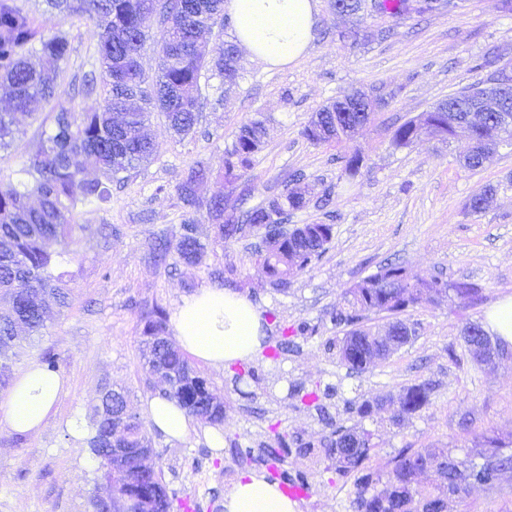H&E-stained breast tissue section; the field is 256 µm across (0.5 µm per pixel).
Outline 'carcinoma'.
<instances>
[{"instance_id": "carcinoma-1", "label": "carcinoma", "mask_w": 512, "mask_h": 512, "mask_svg": "<svg viewBox=\"0 0 512 512\" xmlns=\"http://www.w3.org/2000/svg\"><path fill=\"white\" fill-rule=\"evenodd\" d=\"M47 6L63 16L88 15L98 21L97 54L99 69L82 76L78 92L100 94L102 107L93 112H73L61 108L55 112L50 131L44 133L36 149L19 170L15 183L0 184V388L10 383V365L16 356L18 330L37 333L44 326L45 297H54L61 307L70 305V289L65 273L55 266L76 256L73 212L80 205H102L112 197V184L125 183L126 173L148 163L153 156V143L141 130L151 116L161 114L169 128L184 138L194 132L199 119L202 72L211 68L232 84L240 77L232 46L205 48L199 42L203 30L224 17V0H46ZM375 7L385 14H410L409 0H376ZM158 14L167 25L166 36L159 49L157 79L143 71L133 39L143 35L145 20ZM70 42L63 34L46 36L25 14L15 0H0V86L8 91L13 111L0 112V148H7L15 138L16 113L26 112L36 101L55 99L61 78L69 63ZM48 57L52 69L40 67L33 58ZM343 103L336 100L314 112L303 130L313 144L350 140L370 120L367 112L353 111L340 117ZM451 116L440 112H423L398 126L392 143L406 148L414 143V131L421 125L432 127L437 139L454 138L449 125ZM267 119L255 117L244 123L231 147L224 151L222 169L225 176L238 178L250 170L265 145ZM88 168L101 171L106 181L88 179ZM206 169L200 165L189 169L179 186L180 199L191 210L200 207L196 184ZM305 195L290 190L246 211L240 219H224V200H214L208 209L215 225V242L227 244L243 231L254 228L263 235L262 226L275 223V218L306 206ZM334 236V225L303 224L293 233L277 241H261L254 252L258 265L276 289L288 287L291 280L310 269L327 250ZM60 247L49 251L50 244ZM206 246L199 238L197 221L187 218L176 243L161 241L155 247V258L164 263L175 255L186 264H198ZM480 288L472 283L446 281L439 277L411 276L404 266L388 262L379 270L344 290L338 305L326 311L324 318L344 328L343 336L325 341V347L336 351L338 363L351 372L362 373L375 360L390 354H379L378 335L364 324L368 314L387 313L394 316L390 326L398 336H418L417 324L398 318V314L423 304H437L455 297L473 302ZM145 336L142 367L168 383L166 394L175 399L187 414L213 425L224 423V402L214 393L207 380L190 360L168 340L167 317L159 306L140 312ZM470 326L483 336L476 347L467 346L479 365L493 360L500 345L493 342L482 323ZM317 328L306 323L293 334L282 329V339L270 348V357L284 352L296 335L315 334ZM434 385L429 380L411 384L399 393L398 408L391 416L392 424L420 412L430 403ZM390 397L349 402L345 412L361 418L372 416ZM128 407L125 391L104 388L101 404L93 419L88 445L98 460L99 473L92 500L94 512H114L117 504L138 490H157L159 509L171 508L162 473L144 461L125 473L112 471V435H121L131 448H148L151 440L143 419L129 415L123 428L112 431V410ZM331 428L327 439L306 441L298 435L277 433L274 442L264 448L265 456L282 462L291 451L311 457L315 463L327 461L336 473L344 476L358 473L355 512H447L448 499L464 492L470 485L492 486L500 473L512 469V455L497 436L485 438V450L460 460L443 448H400L390 461V468L377 477L368 471L367 462L373 448L372 434L367 430L348 428L331 417L325 418ZM484 458L496 460L492 467ZM436 468L441 482L432 489L422 487L417 477ZM381 485L373 492L369 487Z\"/></svg>"}]
</instances>
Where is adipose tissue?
Wrapping results in <instances>:
<instances>
[{
    "label": "adipose tissue",
    "mask_w": 512,
    "mask_h": 512,
    "mask_svg": "<svg viewBox=\"0 0 512 512\" xmlns=\"http://www.w3.org/2000/svg\"><path fill=\"white\" fill-rule=\"evenodd\" d=\"M238 43L252 58L279 65L294 62L308 48L319 21V0H229ZM182 349L215 369L228 368L260 348L265 337L261 307L227 288H203L185 297L174 317ZM64 391L58 375L27 367L0 412L15 431L34 433ZM152 425L180 441L196 422L171 398L148 402ZM224 512H299V504L277 484L258 476L239 480L224 497Z\"/></svg>",
    "instance_id": "ef3b65f1"
}]
</instances>
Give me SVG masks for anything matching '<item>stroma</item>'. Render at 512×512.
<instances>
[{"label":"stroma","instance_id":"stroma-1","mask_svg":"<svg viewBox=\"0 0 512 512\" xmlns=\"http://www.w3.org/2000/svg\"><path fill=\"white\" fill-rule=\"evenodd\" d=\"M16 3L44 34L68 35L71 73L97 68L95 21L51 13L45 0ZM321 4L303 56L272 67L240 54L241 76L229 89L216 72L204 73L195 134L178 138L163 116L153 115L144 129L154 145L152 161L113 187L110 203L77 208V256L62 266L70 304L62 308L47 299L46 329L21 339L12 366L13 374H20L37 362L40 351L49 350L58 358L66 390L38 432L15 431L0 416V512H93L96 462L86 438L103 388H126L131 409L143 416L148 399L164 387L142 369L140 310L156 304L174 314L185 296L223 287L224 270L231 266L240 271L239 292L264 311L268 345L279 341L283 328L303 322L318 331L296 336L293 349L276 360L261 354L227 371L196 362L224 403L225 445L210 448L200 430L171 441L150 429L171 512H181L186 499L196 503L197 512H220L225 492L242 474L269 479L281 469L307 477L301 512H353V479L337 478L295 453L278 468L262 453L278 431L315 440L329 433L315 407L289 396L293 383L333 388L324 405L344 426L372 432L369 466L378 474L405 446L444 448L462 459L480 451L487 434L512 440V344H505L506 354L495 365L477 370L461 338L466 323L485 321L489 308L512 295V146L470 170L461 164L467 141L443 144L423 134L408 148L392 144L397 126L486 82L492 70L476 67L484 55L512 70V14L500 11L499 0H449L447 8L420 17L365 16L359 38L342 41L338 34L350 28V18L336 15L330 0ZM353 90L374 100L370 121L352 141L310 143L302 131L311 114ZM101 104L99 95H75L64 82L53 101L19 115L15 140L0 151V181L14 180L52 112L62 107L87 112ZM259 112L268 119L265 147L250 171L226 181L219 170L224 150ZM356 150L364 160L350 177L342 158ZM198 163L210 169L197 187L205 256L197 265L156 264V244L180 235L186 214L177 188ZM292 171L303 173L309 203L289 213V224L331 223L335 235L320 262L279 290L247 263L258 236L216 244L206 207L219 197L228 213L256 207L285 193ZM326 190L333 200L324 209L317 200ZM483 192L484 209H466L467 200ZM391 260L413 275L476 284L482 300L473 305L452 298L405 313V320L418 323V337L363 373L347 372L325 347L337 329L321 316L346 288ZM452 349L458 354L454 361L448 358ZM245 367L255 376L243 385L236 375ZM422 379L435 384L431 402L401 425H390L388 408L370 420L344 411L347 401L395 394ZM240 446L252 449L251 460L237 456ZM448 512H512V471L494 487H473L451 498Z\"/></svg>","mask_w":512,"mask_h":512}]
</instances>
